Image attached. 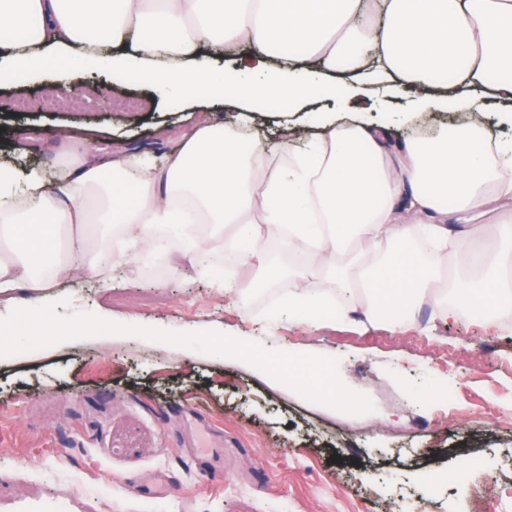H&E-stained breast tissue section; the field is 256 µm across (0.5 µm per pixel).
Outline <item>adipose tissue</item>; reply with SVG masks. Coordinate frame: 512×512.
I'll list each match as a JSON object with an SVG mask.
<instances>
[{"instance_id": "ef3b65f1", "label": "adipose tissue", "mask_w": 512, "mask_h": 512, "mask_svg": "<svg viewBox=\"0 0 512 512\" xmlns=\"http://www.w3.org/2000/svg\"><path fill=\"white\" fill-rule=\"evenodd\" d=\"M0 29H20L27 50L0 40V74L23 77L50 57L80 68L91 52L194 102H218L246 114L259 97L300 104L330 92L337 75L420 86L417 112L466 109L470 92L496 73L491 94L512 124V0H0ZM138 39H131L132 31ZM279 47L280 68L243 76L214 71L202 45ZM451 75L448 83L439 82ZM322 130L295 147L296 126L280 132L289 164L267 170L265 148L203 122L178 151L133 162L94 148L92 138L59 146L56 189L39 171L17 180L0 168V292L26 281L39 288L66 268L59 230L102 224L142 248L163 251L160 227L176 224L197 264L198 224L231 225L228 252L266 265L271 239L300 264L288 272L289 316L322 315L333 302L399 328L431 302L442 317L477 303L512 305V225L488 246L478 233L463 242L472 282L448 279L449 213L472 222L491 210L512 212V136L487 153L478 130L452 128L401 148L390 129L355 115L329 114ZM382 178H374V166ZM452 207H444V200ZM320 269L325 290L308 286Z\"/></svg>"}]
</instances>
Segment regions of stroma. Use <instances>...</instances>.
Returning <instances> with one entry per match:
<instances>
[{"mask_svg": "<svg viewBox=\"0 0 512 512\" xmlns=\"http://www.w3.org/2000/svg\"><path fill=\"white\" fill-rule=\"evenodd\" d=\"M75 88L82 107L48 111L43 94ZM361 99L370 118L411 141L457 125L486 138L512 135L490 95L470 112L394 115L415 96ZM231 122L151 83L89 62L53 61L39 79L0 87V166L52 178L57 133L86 129L120 151L167 152L199 118ZM124 262L100 265L50 287L0 294V317L57 303L60 315L91 314L177 334L214 331L293 354L336 358L347 388L373 412L351 415L312 403L249 363L132 334L87 336L0 358V512H472L471 482L436 485L431 474L475 464L512 499V324L481 315L442 318L426 307L400 330L363 313L303 323L289 319L241 254L214 234L205 269L113 240ZM223 469L212 485L195 460Z\"/></svg>", "mask_w": 512, "mask_h": 512, "instance_id": "stroma-1", "label": "stroma"}]
</instances>
